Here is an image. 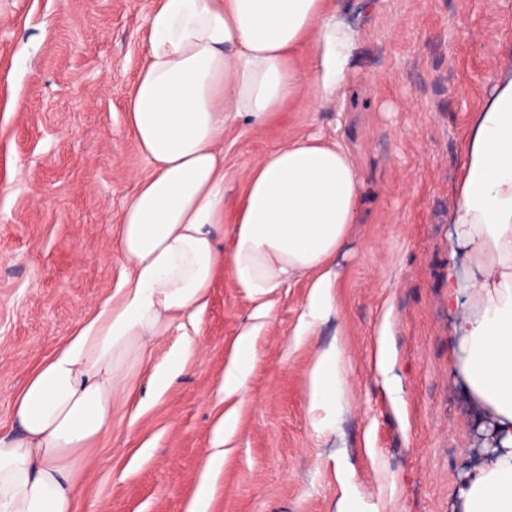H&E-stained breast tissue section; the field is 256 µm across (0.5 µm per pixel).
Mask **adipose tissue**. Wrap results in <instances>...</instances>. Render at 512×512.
<instances>
[{
	"instance_id": "obj_1",
	"label": "adipose tissue",
	"mask_w": 512,
	"mask_h": 512,
	"mask_svg": "<svg viewBox=\"0 0 512 512\" xmlns=\"http://www.w3.org/2000/svg\"><path fill=\"white\" fill-rule=\"evenodd\" d=\"M357 39L333 0H158L148 60L126 105L151 165L120 219L118 250L129 272L15 396L13 429L0 435V512H75L77 467L111 431L114 397L157 336L207 307L218 268L256 302L309 276L299 332L333 308L336 255L362 205V178L348 151L310 137L257 162L223 252L216 232L224 223V131L240 118L262 126L297 96L314 113L340 101ZM303 48L312 57L305 74L290 65ZM489 84L451 215L471 275L460 278L449 262L448 305L457 312L456 374L501 448L464 473L461 512H512V67ZM255 336L251 327L237 337L223 394L243 391ZM344 357L331 345L309 374L308 410L321 434L335 430ZM235 429L231 415L215 426L190 512H208L212 475Z\"/></svg>"
}]
</instances>
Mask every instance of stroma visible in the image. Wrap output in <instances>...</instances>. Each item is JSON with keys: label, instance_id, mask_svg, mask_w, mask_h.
<instances>
[{"label": "stroma", "instance_id": "35a3bbf8", "mask_svg": "<svg viewBox=\"0 0 512 512\" xmlns=\"http://www.w3.org/2000/svg\"><path fill=\"white\" fill-rule=\"evenodd\" d=\"M156 0H0V433L35 364L121 285L124 203L150 171L125 118ZM359 32L344 102L286 103L224 134V226L252 167L321 135L347 149L364 210L337 258L336 308L305 336L308 278L267 300L243 395L220 384L257 302L218 270L196 323L174 322L113 402L81 463L76 512H187L217 419L236 412L209 512H458L479 465L482 409L454 372L448 246L465 145L489 78L512 53V0H337ZM386 324L393 369L377 368ZM193 337L200 352L162 397L151 377ZM345 351L336 431H315L310 370Z\"/></svg>", "mask_w": 512, "mask_h": 512}]
</instances>
